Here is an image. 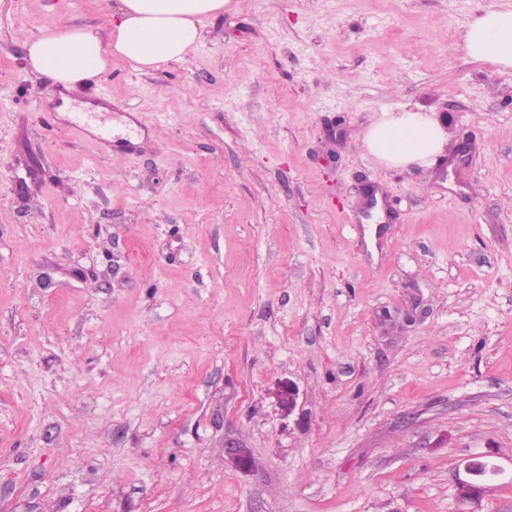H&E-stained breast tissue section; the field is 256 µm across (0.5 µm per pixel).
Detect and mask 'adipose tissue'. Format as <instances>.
Segmentation results:
<instances>
[{
  "label": "adipose tissue",
  "mask_w": 512,
  "mask_h": 512,
  "mask_svg": "<svg viewBox=\"0 0 512 512\" xmlns=\"http://www.w3.org/2000/svg\"><path fill=\"white\" fill-rule=\"evenodd\" d=\"M230 0H119L108 34L60 25L27 44L30 71L70 91L97 80L112 56L137 70L177 62L203 38V21L223 13ZM463 49L474 62L512 72V9L471 16ZM368 154L383 168L430 165L448 142L445 121L422 107L398 105L378 112L365 129Z\"/></svg>",
  "instance_id": "adipose-tissue-1"
}]
</instances>
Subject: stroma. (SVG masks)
Listing matches in <instances>:
<instances>
[{
	"mask_svg": "<svg viewBox=\"0 0 512 512\" xmlns=\"http://www.w3.org/2000/svg\"><path fill=\"white\" fill-rule=\"evenodd\" d=\"M118 5L0 0V512H459L475 455L512 512V74L462 48L512 0H231L80 89L138 113L120 159L25 64ZM397 103L434 164L368 154ZM368 154L385 169L429 166L448 143L445 121L423 107L397 105L378 112L365 129Z\"/></svg>",
	"mask_w": 512,
	"mask_h": 512,
	"instance_id": "obj_1",
	"label": "stroma"
}]
</instances>
